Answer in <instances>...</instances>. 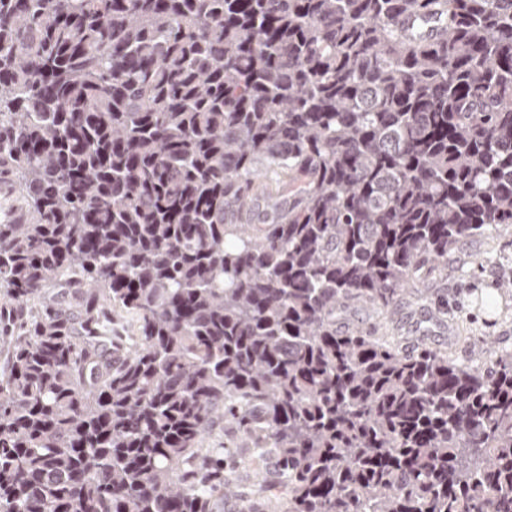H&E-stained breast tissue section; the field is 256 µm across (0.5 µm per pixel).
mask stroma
<instances>
[{
    "label": "stroma",
    "mask_w": 512,
    "mask_h": 512,
    "mask_svg": "<svg viewBox=\"0 0 512 512\" xmlns=\"http://www.w3.org/2000/svg\"><path fill=\"white\" fill-rule=\"evenodd\" d=\"M506 269L512 270V224L459 246L445 266L409 287L385 316H376L367 304L357 302L337 320L368 334L400 337L405 352L427 346L448 351L463 364L489 338L495 342L494 352L485 357L490 366L498 351H512V287L501 283ZM204 445L232 454L230 473L237 480L238 494L226 499L223 512H242L247 504L251 512H276L252 500L255 478L240 464L251 447L235 424L216 420Z\"/></svg>",
    "instance_id": "stroma-1"
}]
</instances>
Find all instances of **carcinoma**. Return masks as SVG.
Returning <instances> with one entry per match:
<instances>
[{
  "label": "carcinoma",
  "mask_w": 512,
  "mask_h": 512,
  "mask_svg": "<svg viewBox=\"0 0 512 512\" xmlns=\"http://www.w3.org/2000/svg\"><path fill=\"white\" fill-rule=\"evenodd\" d=\"M1 178L0 512H215L221 414L283 512H512V352L336 323L512 224V0H0Z\"/></svg>",
  "instance_id": "carcinoma-1"
}]
</instances>
